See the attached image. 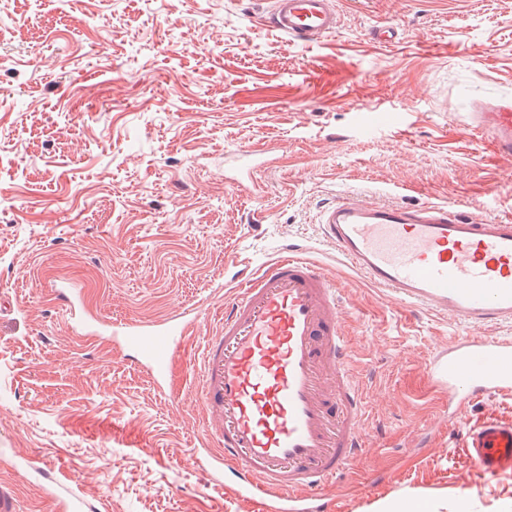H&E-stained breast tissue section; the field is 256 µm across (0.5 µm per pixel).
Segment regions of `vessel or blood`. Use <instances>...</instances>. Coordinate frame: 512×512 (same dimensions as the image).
Returning a JSON list of instances; mask_svg holds the SVG:
<instances>
[{"label": "vessel or blood", "instance_id": "vessel-or-blood-1", "mask_svg": "<svg viewBox=\"0 0 512 512\" xmlns=\"http://www.w3.org/2000/svg\"><path fill=\"white\" fill-rule=\"evenodd\" d=\"M268 20L289 40L311 44L340 26L336 0H272ZM470 128L512 157V98L483 105ZM323 235L343 261L402 304L451 317L462 328L427 365L448 396L442 419L483 474L512 472V421L463 422L460 408L512 394V220L447 204L406 206L336 199L321 214ZM334 280L288 244L224 298L219 326L203 339L198 401L213 445L204 456L229 475L234 493L265 500L269 512H329L323 488L366 446L364 400ZM189 327L186 313L103 326L132 352L158 388Z\"/></svg>", "mask_w": 512, "mask_h": 512}]
</instances>
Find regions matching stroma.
<instances>
[{
	"mask_svg": "<svg viewBox=\"0 0 512 512\" xmlns=\"http://www.w3.org/2000/svg\"><path fill=\"white\" fill-rule=\"evenodd\" d=\"M270 6L0 0V481L21 512H57L47 474L100 512H264L196 458L195 367L225 291L289 242L348 299L366 389L334 512H512V473L455 448L427 377L458 324L371 286L319 224L349 194L512 218V158L467 126L512 96V0H339L340 28L306 45ZM243 151L268 161L255 195L224 180ZM60 287L108 324L196 315L166 394L74 329Z\"/></svg>",
	"mask_w": 512,
	"mask_h": 512,
	"instance_id": "stroma-1",
	"label": "stroma"
}]
</instances>
